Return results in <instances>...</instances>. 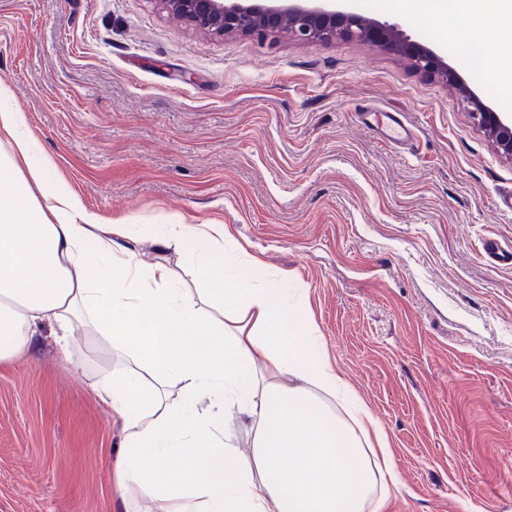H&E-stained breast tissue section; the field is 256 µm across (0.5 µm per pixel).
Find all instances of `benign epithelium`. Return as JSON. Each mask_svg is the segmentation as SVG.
Listing matches in <instances>:
<instances>
[{"mask_svg": "<svg viewBox=\"0 0 512 512\" xmlns=\"http://www.w3.org/2000/svg\"><path fill=\"white\" fill-rule=\"evenodd\" d=\"M170 15L187 21L196 30L216 36H275L284 23L302 42L358 40L377 48H389L406 57L416 71L455 86L458 77L445 59L404 34L397 25L372 21L336 8V0H268L247 4L245 0H153ZM466 95L473 122L487 135L501 155L512 160V115L494 111L472 91Z\"/></svg>", "mask_w": 512, "mask_h": 512, "instance_id": "7a95c632", "label": "benign epithelium"}]
</instances>
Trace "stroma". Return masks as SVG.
I'll list each match as a JSON object with an SVG mask.
<instances>
[{
    "mask_svg": "<svg viewBox=\"0 0 512 512\" xmlns=\"http://www.w3.org/2000/svg\"><path fill=\"white\" fill-rule=\"evenodd\" d=\"M447 56L498 111L512 93L420 12L353 0ZM0 83L58 180L128 224L227 225L307 291L330 356L386 431L384 512H512V160L459 90L359 41L214 37L153 0H0ZM371 110L414 128L399 147ZM44 328L0 364V512H118L123 423Z\"/></svg>",
    "mask_w": 512,
    "mask_h": 512,
    "instance_id": "stroma-1",
    "label": "stroma"
}]
</instances>
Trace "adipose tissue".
Returning <instances> with one entry per match:
<instances>
[{
    "label": "adipose tissue",
    "instance_id": "ef3b65f1",
    "mask_svg": "<svg viewBox=\"0 0 512 512\" xmlns=\"http://www.w3.org/2000/svg\"><path fill=\"white\" fill-rule=\"evenodd\" d=\"M483 45L512 28V0H464ZM221 224H107L57 182L23 112L0 107V362L44 327L81 365L104 349L97 394L124 425L110 478L123 503L160 512H380L397 486L379 421L331 360L287 276ZM151 240L179 266L151 257ZM253 427L249 453L226 414Z\"/></svg>",
    "mask_w": 512,
    "mask_h": 512
}]
</instances>
